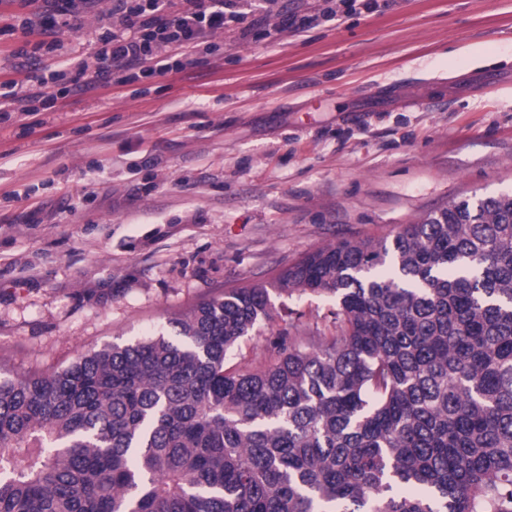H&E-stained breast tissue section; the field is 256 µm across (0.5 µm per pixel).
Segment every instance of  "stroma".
<instances>
[{"label": "stroma", "instance_id": "obj_1", "mask_svg": "<svg viewBox=\"0 0 512 512\" xmlns=\"http://www.w3.org/2000/svg\"><path fill=\"white\" fill-rule=\"evenodd\" d=\"M109 0L61 57L96 70ZM37 0H0V83ZM199 62L64 94L0 119V369L62 368L162 332L225 289L267 282L341 238L382 237L450 203L512 192V0H236ZM312 15L306 31L291 15ZM242 339L333 330L335 306L271 291Z\"/></svg>", "mask_w": 512, "mask_h": 512}]
</instances>
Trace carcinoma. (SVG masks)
Listing matches in <instances>:
<instances>
[{"instance_id":"cac0c4a2","label":"carcinoma","mask_w":512,"mask_h":512,"mask_svg":"<svg viewBox=\"0 0 512 512\" xmlns=\"http://www.w3.org/2000/svg\"><path fill=\"white\" fill-rule=\"evenodd\" d=\"M336 301L224 368L274 306L230 288L163 334L0 379V512H512V194L310 252Z\"/></svg>"}]
</instances>
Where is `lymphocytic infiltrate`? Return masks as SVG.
Here are the masks:
<instances>
[{
    "instance_id": "1",
    "label": "lymphocytic infiltrate",
    "mask_w": 512,
    "mask_h": 512,
    "mask_svg": "<svg viewBox=\"0 0 512 512\" xmlns=\"http://www.w3.org/2000/svg\"><path fill=\"white\" fill-rule=\"evenodd\" d=\"M99 0H41L35 18L21 24L23 34L34 30L57 35L68 27L71 16L93 8ZM183 9L166 17V0H146L131 7L127 0H112L110 17L118 18L115 31L99 37L98 56L103 62L95 78H88L85 63H70L69 92L91 86L93 80L105 81L117 76L130 81L138 76L161 75L174 69L175 58L191 61L200 41L209 33L223 30L237 20L234 0H182Z\"/></svg>"
}]
</instances>
